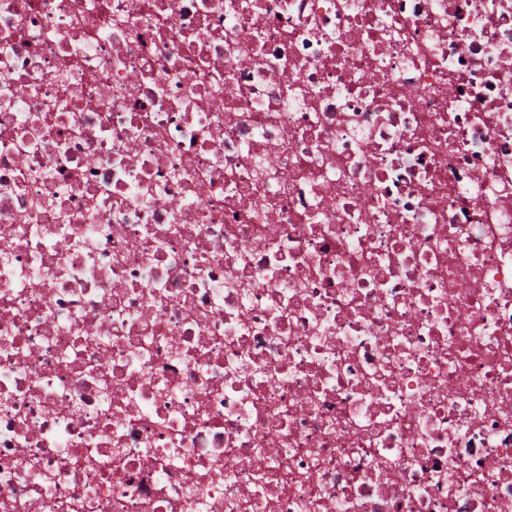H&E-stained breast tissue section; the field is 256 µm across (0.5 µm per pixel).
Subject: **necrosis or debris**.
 <instances>
[{"instance_id": "necrosis-or-debris-1", "label": "necrosis or debris", "mask_w": 512, "mask_h": 512, "mask_svg": "<svg viewBox=\"0 0 512 512\" xmlns=\"http://www.w3.org/2000/svg\"><path fill=\"white\" fill-rule=\"evenodd\" d=\"M0 512H512V0H0Z\"/></svg>"}]
</instances>
